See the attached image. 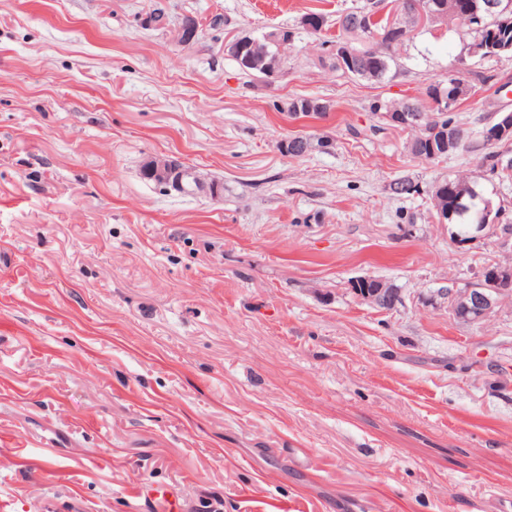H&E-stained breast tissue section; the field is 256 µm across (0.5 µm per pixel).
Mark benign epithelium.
<instances>
[{
  "instance_id": "obj_1",
  "label": "benign epithelium",
  "mask_w": 512,
  "mask_h": 512,
  "mask_svg": "<svg viewBox=\"0 0 512 512\" xmlns=\"http://www.w3.org/2000/svg\"><path fill=\"white\" fill-rule=\"evenodd\" d=\"M507 12H512V0H483V15L495 16ZM199 28L196 18H185L172 30V38L179 44L188 45L196 39ZM493 125V130L488 133L491 142H512V111L498 113ZM142 173L169 192L203 195L212 200L224 198L219 181L201 178L194 169L182 166L177 159L148 157L142 165ZM479 233L486 237H495L499 246L512 249V234L502 231L499 219L492 216L489 210L484 212L482 223L474 224L461 233L454 231L452 238L456 244L464 245L477 238ZM349 292L356 299L380 309L389 310L400 301L398 290L381 279L363 287L357 278L349 283ZM436 297L446 304L448 315L469 324H482L499 312L506 299L512 298V268L499 267L496 277L489 282L484 281V277L480 275L462 288L454 284L441 288Z\"/></svg>"
}]
</instances>
